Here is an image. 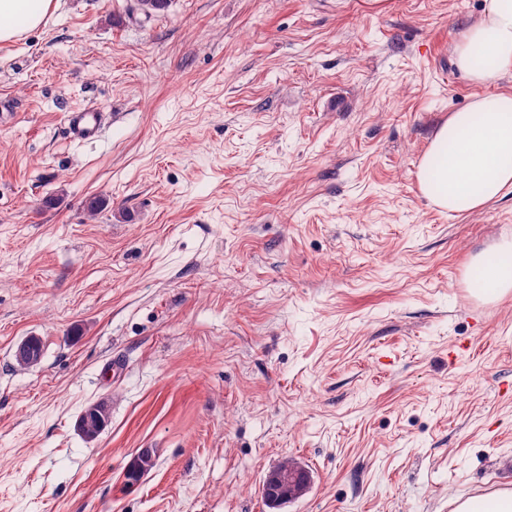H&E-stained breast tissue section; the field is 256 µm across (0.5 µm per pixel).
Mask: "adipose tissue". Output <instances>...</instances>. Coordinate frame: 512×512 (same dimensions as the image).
I'll list each match as a JSON object with an SVG mask.
<instances>
[{
    "mask_svg": "<svg viewBox=\"0 0 512 512\" xmlns=\"http://www.w3.org/2000/svg\"><path fill=\"white\" fill-rule=\"evenodd\" d=\"M56 0H0V43L40 27ZM455 67L472 82L488 84L512 72V0H484L480 19L459 35ZM423 195L443 211L481 209L512 189V94L477 97L450 113L435 131L418 171ZM472 292L495 300L512 291V240L476 257Z\"/></svg>",
    "mask_w": 512,
    "mask_h": 512,
    "instance_id": "ef3b65f1",
    "label": "adipose tissue"
}]
</instances>
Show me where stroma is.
Listing matches in <instances>:
<instances>
[{"mask_svg":"<svg viewBox=\"0 0 512 512\" xmlns=\"http://www.w3.org/2000/svg\"><path fill=\"white\" fill-rule=\"evenodd\" d=\"M483 2L147 20L61 0L0 43V512H453L512 490V293L467 281L512 238V192L450 215L418 181L450 113L512 93L452 62ZM87 107L111 119L77 143ZM287 455L313 482L273 511L259 488ZM107 115L106 112L91 109L68 112L65 124L69 138L82 143L97 141L102 136ZM37 340V336H30L18 344L14 358L20 367L27 368L40 362L42 356L40 350H36ZM109 414L103 403H99L85 411L79 420V428L86 440L96 438L98 431L106 424Z\"/></svg>","mask_w":512,"mask_h":512,"instance_id":"35a3bbf8","label":"stroma"}]
</instances>
